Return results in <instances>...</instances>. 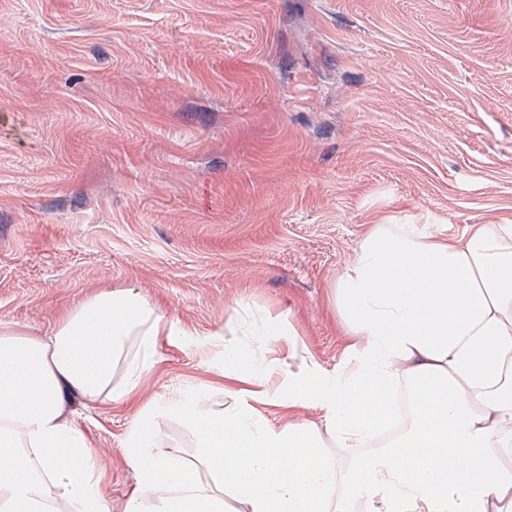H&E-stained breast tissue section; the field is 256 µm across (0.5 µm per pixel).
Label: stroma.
<instances>
[{
  "instance_id": "35a3bbf8",
  "label": "stroma",
  "mask_w": 512,
  "mask_h": 512,
  "mask_svg": "<svg viewBox=\"0 0 512 512\" xmlns=\"http://www.w3.org/2000/svg\"><path fill=\"white\" fill-rule=\"evenodd\" d=\"M510 221L512 0H0V319L140 291L180 332L148 393L214 381L237 300L339 369L367 225ZM72 410L121 512L135 406Z\"/></svg>"
}]
</instances>
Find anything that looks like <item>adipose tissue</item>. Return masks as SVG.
Instances as JSON below:
<instances>
[{
    "instance_id": "obj_1",
    "label": "adipose tissue",
    "mask_w": 512,
    "mask_h": 512,
    "mask_svg": "<svg viewBox=\"0 0 512 512\" xmlns=\"http://www.w3.org/2000/svg\"><path fill=\"white\" fill-rule=\"evenodd\" d=\"M334 295L344 370L256 356L230 322L213 365L228 407L202 385L143 401L123 512H512V223L453 237L371 225ZM176 334L132 289L87 298L41 336L0 320V512H111L68 409L138 398ZM306 406L317 420L295 416ZM159 415L188 425L196 461L167 450Z\"/></svg>"
}]
</instances>
